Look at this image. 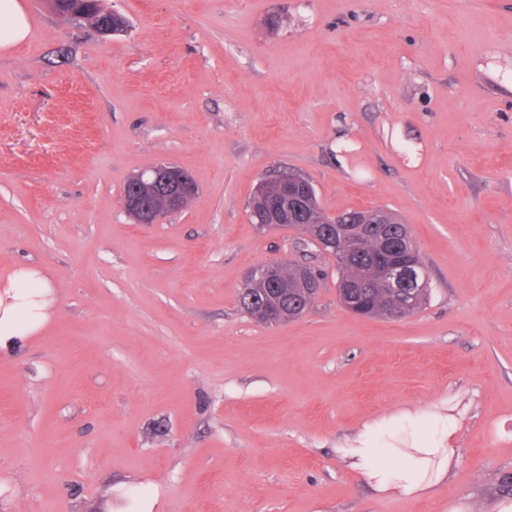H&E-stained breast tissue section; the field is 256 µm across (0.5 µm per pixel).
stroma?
I'll list each match as a JSON object with an SVG mask.
<instances>
[{
    "instance_id": "obj_1",
    "label": "stroma",
    "mask_w": 512,
    "mask_h": 512,
    "mask_svg": "<svg viewBox=\"0 0 512 512\" xmlns=\"http://www.w3.org/2000/svg\"><path fill=\"white\" fill-rule=\"evenodd\" d=\"M127 33L24 0L0 50V290L53 287L0 359V512H493L512 500V0H105ZM160 163L197 195L123 208ZM312 181L326 214L384 207L431 295L360 317L336 261L251 224L260 179ZM311 261L301 318L260 324L253 268ZM456 417V464L412 501L338 453L403 412ZM30 25L20 0L0 1V48L7 50L24 42ZM131 184L135 186L134 193L124 199L123 205L127 213L138 224L158 223L168 213L179 211L188 206L194 199L190 196L196 192L194 183L186 175L165 164L156 165L147 171L132 176ZM155 187H164L167 197L164 191H161L149 197L146 203L149 208L157 211H165L168 203V208L163 213L150 210L141 206L140 203L141 195ZM137 188H140L141 195L136 193ZM386 239L387 246L396 247L398 249L411 247L420 255L419 246L405 224H390L386 233Z\"/></svg>"
}]
</instances>
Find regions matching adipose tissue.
Masks as SVG:
<instances>
[{"label":"adipose tissue","mask_w":512,"mask_h":512,"mask_svg":"<svg viewBox=\"0 0 512 512\" xmlns=\"http://www.w3.org/2000/svg\"><path fill=\"white\" fill-rule=\"evenodd\" d=\"M30 25L21 0H0V48L24 42ZM52 287L39 270H17L0 292V355L25 345L50 318ZM451 416L405 413L383 429L366 428L340 453L349 467L383 496L411 501L443 480L456 451Z\"/></svg>","instance_id":"1"}]
</instances>
